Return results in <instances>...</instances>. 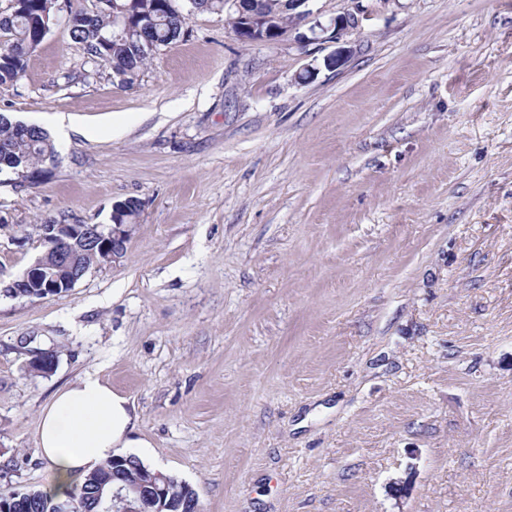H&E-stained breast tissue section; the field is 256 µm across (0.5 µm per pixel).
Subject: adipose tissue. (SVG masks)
<instances>
[{
  "label": "adipose tissue",
  "instance_id": "1",
  "mask_svg": "<svg viewBox=\"0 0 512 512\" xmlns=\"http://www.w3.org/2000/svg\"><path fill=\"white\" fill-rule=\"evenodd\" d=\"M133 406L97 372L58 389L43 410L38 446L56 473L54 490L63 493L77 476L133 447Z\"/></svg>",
  "mask_w": 512,
  "mask_h": 512
}]
</instances>
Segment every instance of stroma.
I'll return each instance as SVG.
<instances>
[{"instance_id":"obj_1","label":"stroma","mask_w":512,"mask_h":512,"mask_svg":"<svg viewBox=\"0 0 512 512\" xmlns=\"http://www.w3.org/2000/svg\"><path fill=\"white\" fill-rule=\"evenodd\" d=\"M312 8L359 24L245 44L194 12L130 85L59 24L0 86L72 129L0 187V281L44 219L141 203L116 265L0 296V490L52 488L41 412L95 371L202 512H512V0ZM349 14L350 16L344 14L334 18L329 26H324L320 21H316L311 30L314 31L315 28H319L323 34L330 32L329 36L325 39L336 41L349 29H353L356 26L357 21L354 14ZM350 19H352V21Z\"/></svg>"}]
</instances>
